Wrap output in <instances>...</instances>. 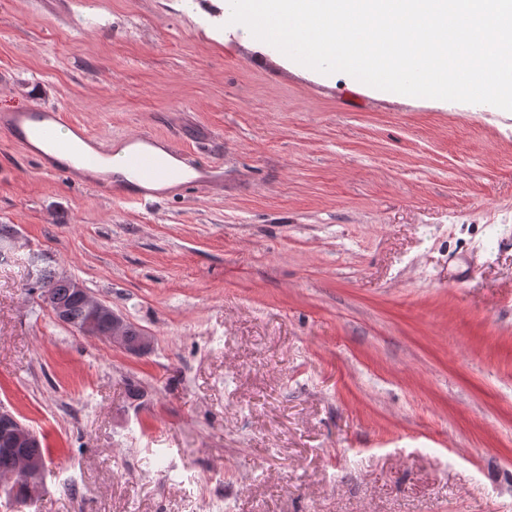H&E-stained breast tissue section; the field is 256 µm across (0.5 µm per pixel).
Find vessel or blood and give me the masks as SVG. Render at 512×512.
<instances>
[{
    "mask_svg": "<svg viewBox=\"0 0 512 512\" xmlns=\"http://www.w3.org/2000/svg\"><path fill=\"white\" fill-rule=\"evenodd\" d=\"M69 128L71 138H63L62 128ZM0 133L10 139L31 147L32 154L42 170L50 175L89 173L90 184L101 191L116 195L111 175L104 168L108 156L99 140L78 124L67 123L63 108L21 107L0 111ZM161 136L141 132L126 138L129 150L121 165L127 174L138 183L130 198L150 203L157 198L156 182L170 177L171 171L156 155L161 147Z\"/></svg>",
    "mask_w": 512,
    "mask_h": 512,
    "instance_id": "1",
    "label": "vessel or blood"
}]
</instances>
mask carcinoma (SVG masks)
<instances>
[{"label": "carcinoma", "instance_id": "1", "mask_svg": "<svg viewBox=\"0 0 512 512\" xmlns=\"http://www.w3.org/2000/svg\"><path fill=\"white\" fill-rule=\"evenodd\" d=\"M34 285L48 305L52 306L59 301L65 303L69 312V326L77 332L87 330L92 336L108 335V321L91 314L83 297L75 290L74 278L38 269L35 272Z\"/></svg>", "mask_w": 512, "mask_h": 512}]
</instances>
